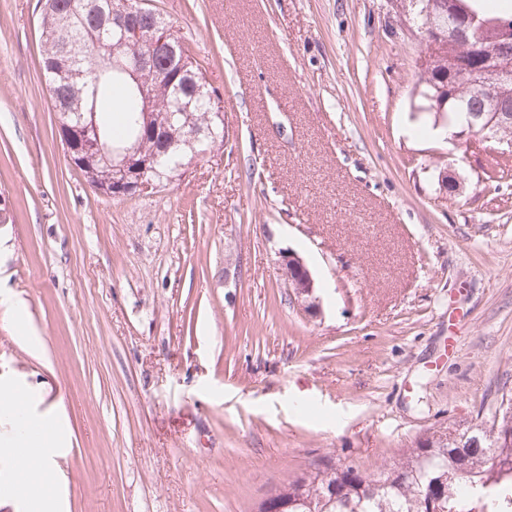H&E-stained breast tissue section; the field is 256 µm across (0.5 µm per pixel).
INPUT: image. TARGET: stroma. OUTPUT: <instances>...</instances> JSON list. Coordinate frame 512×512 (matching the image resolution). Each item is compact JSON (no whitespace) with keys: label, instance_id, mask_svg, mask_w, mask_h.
I'll return each mask as SVG.
<instances>
[{"label":"stroma","instance_id":"1","mask_svg":"<svg viewBox=\"0 0 512 512\" xmlns=\"http://www.w3.org/2000/svg\"><path fill=\"white\" fill-rule=\"evenodd\" d=\"M150 3L206 61L226 139L107 198L60 141L40 0H0V294L25 304L0 306V388L59 442L64 512H256L320 455L373 471L489 426L512 389V176L485 191L492 149L410 132L405 0ZM279 258L281 266L286 270L288 288L294 300L311 317L320 316L321 303L316 293V282L305 262L289 249L280 251Z\"/></svg>","mask_w":512,"mask_h":512}]
</instances>
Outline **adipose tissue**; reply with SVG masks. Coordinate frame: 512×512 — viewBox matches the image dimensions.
Masks as SVG:
<instances>
[{
  "instance_id": "obj_1",
  "label": "adipose tissue",
  "mask_w": 512,
  "mask_h": 512,
  "mask_svg": "<svg viewBox=\"0 0 512 512\" xmlns=\"http://www.w3.org/2000/svg\"><path fill=\"white\" fill-rule=\"evenodd\" d=\"M20 395L0 394V416L13 425L10 440L0 442V457L14 463L15 487L27 512H60L61 500L55 492L65 480L58 454L46 436L30 431L29 416L20 405ZM51 474V483H44V474Z\"/></svg>"
}]
</instances>
